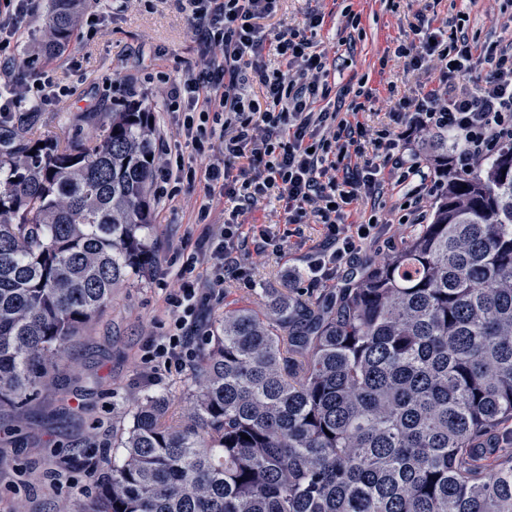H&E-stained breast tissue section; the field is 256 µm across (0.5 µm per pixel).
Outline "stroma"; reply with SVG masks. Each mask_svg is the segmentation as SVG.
<instances>
[{"label": "stroma", "instance_id": "obj_1", "mask_svg": "<svg viewBox=\"0 0 512 512\" xmlns=\"http://www.w3.org/2000/svg\"><path fill=\"white\" fill-rule=\"evenodd\" d=\"M50 0H41L32 16L19 55L28 61L25 79L41 78L63 89L35 112H15L12 123H24L36 138L66 146L94 142L112 111L122 108L121 87L138 91L140 103L153 109L160 137L173 139L178 113L166 105V77L196 65L199 56L177 0H127L115 14L80 15L78 36L58 53L45 50ZM324 16L317 39L336 49L335 83L366 77L371 91L359 114L361 122L381 127L390 121L388 98L415 97L437 76L436 71L404 70L396 47L413 37L416 14L437 20L460 18L469 40L487 47L512 45V0H280L272 29L301 26L308 10ZM360 15L358 29L344 25L346 10ZM201 186L180 185L177 192L153 197L151 238L155 263L150 274L113 289L112 299L83 330L59 365L55 384L23 409L0 412V512H82L101 473L112 462L117 439L132 423L137 400L149 395L169 398L175 414L191 404V364L151 372L142 355L146 343L168 334L165 298L172 286L170 265L191 253L203 231L196 222ZM430 201L407 206L405 190L388 180L377 204L361 203L350 216L368 220L372 209L389 220L380 236L362 251L381 257L393 244L426 223ZM247 225L267 230L284 241L278 255L247 257L252 287L225 283L202 310L210 327L225 310L259 307L263 292L309 286L307 256L324 239L323 225H304L301 237H286L279 203L258 200L242 216Z\"/></svg>", "mask_w": 512, "mask_h": 512}]
</instances>
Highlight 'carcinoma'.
<instances>
[{"mask_svg":"<svg viewBox=\"0 0 512 512\" xmlns=\"http://www.w3.org/2000/svg\"><path fill=\"white\" fill-rule=\"evenodd\" d=\"M80 0H53L51 52ZM131 103L92 145L0 129V409L149 272L155 126ZM429 222L341 288L224 312L190 413L144 398L83 512H512V145L460 172L430 134ZM250 439L241 438V434Z\"/></svg>","mask_w":512,"mask_h":512,"instance_id":"cac0c4a2","label":"carcinoma"}]
</instances>
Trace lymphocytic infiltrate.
Returning <instances> with one entry per match:
<instances>
[{
  "mask_svg": "<svg viewBox=\"0 0 512 512\" xmlns=\"http://www.w3.org/2000/svg\"><path fill=\"white\" fill-rule=\"evenodd\" d=\"M188 28L200 48V64L169 78L168 99L181 108L182 120L174 162L159 167L162 183H199L204 199L198 209L207 220L215 196L233 208L217 231H204L197 251L175 279L167 304L174 317L171 334L150 340L145 360L166 366L191 355L200 329L201 310L213 290L234 281L251 286L242 253L256 257L280 249L265 230L245 228L244 205L275 193L284 201V219L293 235L309 219L323 224L325 242L309 257L312 284L320 285L348 271L363 246L376 238L385 219L349 223L353 205L376 198L387 175L408 187L410 202L435 192L436 180L425 171L419 154L410 152L422 133L435 131L452 140L459 170L468 171L512 142V51L493 52L467 39L452 38L447 25L417 15L414 38L395 50L405 68L434 69L439 76L415 99H400L391 126L371 130L358 118L364 89H356L350 110L330 109L327 101L330 49L316 39L324 17L309 12L297 28L263 26L278 0H179ZM36 0H0V112L19 107L37 110L47 101L49 85L41 79L22 82L17 47L25 20ZM274 51L284 69L269 68L266 51ZM485 65L476 85L465 77ZM198 164H185L183 150ZM211 276H195L197 264Z\"/></svg>",
  "mask_w": 512,
  "mask_h": 512,
  "instance_id": "lymphocytic-infiltrate-1",
  "label": "lymphocytic infiltrate"
}]
</instances>
